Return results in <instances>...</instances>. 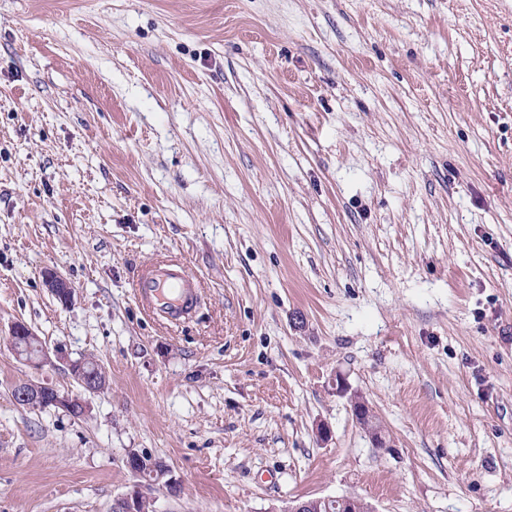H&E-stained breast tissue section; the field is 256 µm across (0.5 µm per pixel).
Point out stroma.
<instances>
[{
	"instance_id": "obj_1",
	"label": "stroma",
	"mask_w": 512,
	"mask_h": 512,
	"mask_svg": "<svg viewBox=\"0 0 512 512\" xmlns=\"http://www.w3.org/2000/svg\"><path fill=\"white\" fill-rule=\"evenodd\" d=\"M83 357L82 419L14 402ZM133 449L156 512H512V0H0V512H112ZM199 281L183 262L152 265L137 282L140 298L169 322L185 319L197 301ZM37 335L32 332L25 324L17 323L14 326H12L10 330V336L7 338V344L11 350L14 351V353L21 358L22 352L19 345V339L25 338V340L28 343H31L32 340H36ZM37 341H33L31 343V346L33 349L31 351L27 350L26 348H23L24 351L27 352V355L30 359H32L36 354L37 364L40 367L44 366H53L54 361L50 354V351L46 345H44L42 342H40V345H37ZM36 346V348H35ZM37 349V351H36ZM85 364L92 369H98L102 373L101 365L92 359L85 360V363L80 360L70 361L68 363L69 371L73 379L83 389V392L87 395H93L98 392L101 381L97 374L92 375L87 373ZM352 411L358 423L365 429L371 436L372 441L376 448H390L386 441L385 434L381 432L377 426L376 418L372 416L370 411L365 413L368 408L366 402L355 393L351 397Z\"/></svg>"
}]
</instances>
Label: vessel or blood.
I'll return each instance as SVG.
<instances>
[{"mask_svg": "<svg viewBox=\"0 0 512 512\" xmlns=\"http://www.w3.org/2000/svg\"><path fill=\"white\" fill-rule=\"evenodd\" d=\"M198 287L197 276L181 262L152 265L137 282L140 298L172 323L192 312Z\"/></svg>", "mask_w": 512, "mask_h": 512, "instance_id": "vessel-or-blood-1", "label": "vessel or blood"}]
</instances>
